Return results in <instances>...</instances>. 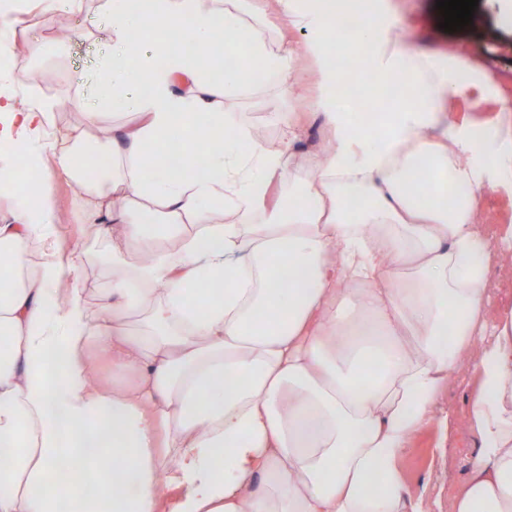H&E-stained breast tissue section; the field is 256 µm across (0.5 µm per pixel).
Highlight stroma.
Instances as JSON below:
<instances>
[{
  "mask_svg": "<svg viewBox=\"0 0 512 512\" xmlns=\"http://www.w3.org/2000/svg\"><path fill=\"white\" fill-rule=\"evenodd\" d=\"M395 2L394 17L411 43L433 56L456 59L480 76L481 86L499 90L512 103V0H479L472 25L453 33L440 29L442 17L436 0ZM53 17L52 23H45L39 7L30 6L22 22L7 31L6 38L17 59L13 85L20 100L29 104L39 96L58 101L55 123L65 127L79 122L85 110L108 112L101 97L100 74L112 56V43L99 0H54ZM64 27L73 34L62 41L56 31ZM33 44L43 49L39 57L27 53ZM481 86L469 87L460 99L458 117L491 125L497 112L484 103ZM296 103V97L284 92L281 78L272 77L232 96L225 109L232 112L235 122L278 140L282 137L281 120L295 111ZM108 114L115 124L136 120L130 109ZM40 184L54 206L57 235L52 246L64 247L75 255L98 251V244L79 221L82 192L47 154L42 157ZM473 384L474 373L469 368L455 374L438 402L439 409L455 416V423L444 433L436 427L425 431L401 463L407 482L424 488L430 512H451L457 485L465 475L467 453L475 445V436L464 422L472 405Z\"/></svg>",
  "mask_w": 512,
  "mask_h": 512,
  "instance_id": "35a3bbf8",
  "label": "stroma"
}]
</instances>
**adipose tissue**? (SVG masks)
Wrapping results in <instances>:
<instances>
[{
    "mask_svg": "<svg viewBox=\"0 0 512 512\" xmlns=\"http://www.w3.org/2000/svg\"><path fill=\"white\" fill-rule=\"evenodd\" d=\"M142 2L101 4L112 37L103 100L133 109L135 125L86 112L59 147L44 137L56 101L0 92V143L56 154L101 246L78 260L47 251L46 197H16L0 217V451L14 458L0 468V512H427L400 463L464 360L477 446L453 512H512V298L487 304L512 226L491 236L480 221L489 172L512 176V163L459 129L458 71L373 0L355 39L378 81L408 88L381 145L355 135L340 104L320 5L260 0L286 20L269 41L234 0ZM221 32L270 74L314 66L319 92L289 117L284 150L245 125L212 143L225 99L251 82L246 67L224 69ZM139 82L147 94H132ZM312 113L325 144L301 152ZM178 119L182 159L204 164L144 176L143 155L164 150ZM100 153L111 168L85 181ZM424 166L438 181L426 198L414 189ZM283 185L287 198L275 197ZM132 199L152 211L133 219ZM267 214L276 223H260ZM132 247L137 260L123 261ZM102 262L108 285L88 293L86 269ZM204 283L217 293L202 310Z\"/></svg>",
    "mask_w": 512,
    "mask_h": 512,
    "instance_id": "obj_1",
    "label": "adipose tissue"
}]
</instances>
